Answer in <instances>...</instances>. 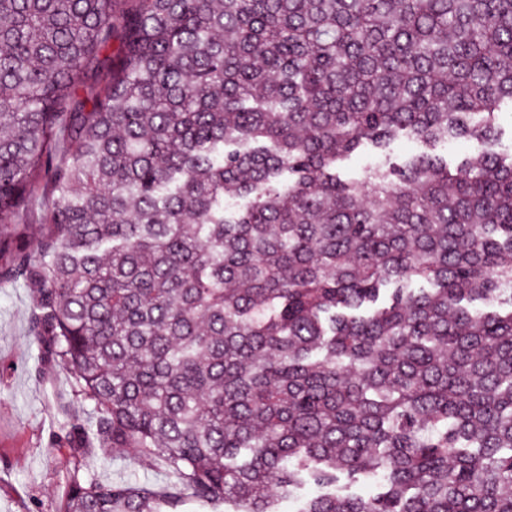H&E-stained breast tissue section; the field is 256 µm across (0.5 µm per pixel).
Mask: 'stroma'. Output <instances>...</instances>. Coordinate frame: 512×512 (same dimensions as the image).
<instances>
[{
  "instance_id": "35a3bbf8",
  "label": "stroma",
  "mask_w": 512,
  "mask_h": 512,
  "mask_svg": "<svg viewBox=\"0 0 512 512\" xmlns=\"http://www.w3.org/2000/svg\"><path fill=\"white\" fill-rule=\"evenodd\" d=\"M35 309L23 282H0V512H62L63 475L49 440L73 405L67 372L40 357L29 323ZM89 463L100 480L165 489L176 478L138 464L134 450Z\"/></svg>"
}]
</instances>
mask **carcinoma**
I'll return each instance as SVG.
<instances>
[{
    "label": "carcinoma",
    "instance_id": "obj_1",
    "mask_svg": "<svg viewBox=\"0 0 512 512\" xmlns=\"http://www.w3.org/2000/svg\"><path fill=\"white\" fill-rule=\"evenodd\" d=\"M505 116L512 0H0V280L186 490L68 415L63 512H512ZM403 135L476 154L342 172ZM88 461L99 479L105 482L131 481L156 489H166L177 481L173 474L161 466L147 467L138 464L132 448L122 454L113 455L110 461L93 451Z\"/></svg>",
    "mask_w": 512,
    "mask_h": 512
}]
</instances>
